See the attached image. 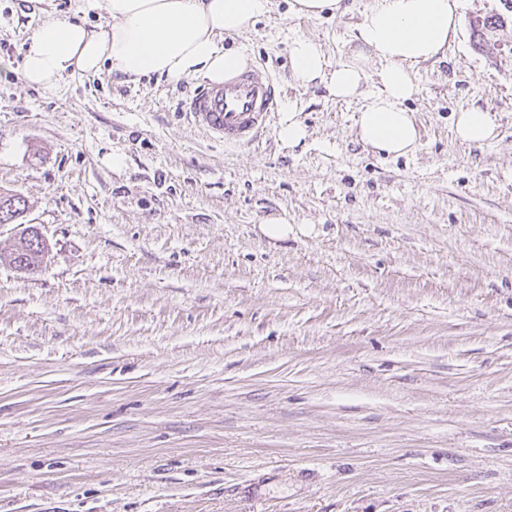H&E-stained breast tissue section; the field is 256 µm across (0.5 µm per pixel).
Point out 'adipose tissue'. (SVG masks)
<instances>
[{
  "instance_id": "1",
  "label": "adipose tissue",
  "mask_w": 512,
  "mask_h": 512,
  "mask_svg": "<svg viewBox=\"0 0 512 512\" xmlns=\"http://www.w3.org/2000/svg\"><path fill=\"white\" fill-rule=\"evenodd\" d=\"M109 21L100 31L50 17L33 32L20 72L27 84L50 88L65 75L109 74L169 83L198 76L212 82L246 69L248 55L224 49V37L249 30L270 0H101ZM459 0H369L350 54L327 67L320 44L299 38L291 46L297 80L325 82L339 99L364 98L357 137L389 156L415 153L419 131L404 107L418 91L413 64L444 56L459 27ZM455 135L483 146L498 136L487 110L460 112Z\"/></svg>"
}]
</instances>
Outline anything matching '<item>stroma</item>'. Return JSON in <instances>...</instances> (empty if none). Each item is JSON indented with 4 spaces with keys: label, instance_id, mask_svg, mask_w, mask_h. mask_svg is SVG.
Listing matches in <instances>:
<instances>
[{
    "label": "stroma",
    "instance_id": "35a3bbf8",
    "mask_svg": "<svg viewBox=\"0 0 512 512\" xmlns=\"http://www.w3.org/2000/svg\"><path fill=\"white\" fill-rule=\"evenodd\" d=\"M288 2L224 40L279 94L249 146L188 123L197 78L0 79V192L26 202L0 224V512H512V0H460L445 58L413 65L400 157L291 66L299 37L342 59L368 0ZM52 16L108 21L0 0V58ZM475 105L483 147L454 136ZM28 226L33 274L2 260ZM291 13L297 17H320L324 13L331 15H341L345 13L349 6L345 0H290ZM455 135L462 142L483 146L497 139V124L491 112L473 106L459 112L455 121Z\"/></svg>",
    "mask_w": 512,
    "mask_h": 512
}]
</instances>
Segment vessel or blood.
<instances>
[{"mask_svg":"<svg viewBox=\"0 0 512 512\" xmlns=\"http://www.w3.org/2000/svg\"><path fill=\"white\" fill-rule=\"evenodd\" d=\"M190 122L227 145L256 142L277 110L276 86L263 70L253 68L223 83H204L182 105Z\"/></svg>","mask_w":512,"mask_h":512,"instance_id":"vessel-or-blood-1","label":"vessel or blood"}]
</instances>
